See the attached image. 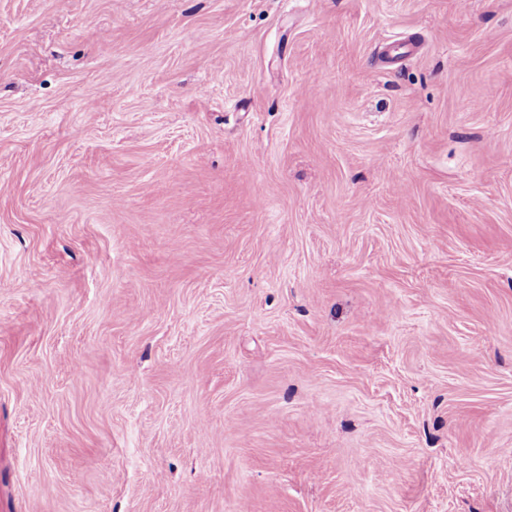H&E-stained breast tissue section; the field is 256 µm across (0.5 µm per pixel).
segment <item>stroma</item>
<instances>
[{"label":"stroma","mask_w":512,"mask_h":512,"mask_svg":"<svg viewBox=\"0 0 512 512\" xmlns=\"http://www.w3.org/2000/svg\"><path fill=\"white\" fill-rule=\"evenodd\" d=\"M0 512H512V0H0Z\"/></svg>","instance_id":"1"}]
</instances>
